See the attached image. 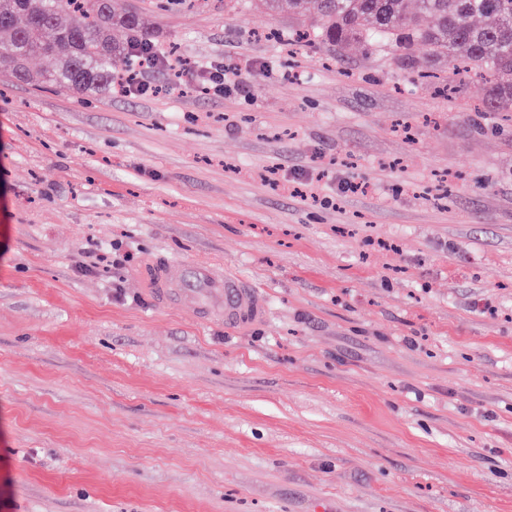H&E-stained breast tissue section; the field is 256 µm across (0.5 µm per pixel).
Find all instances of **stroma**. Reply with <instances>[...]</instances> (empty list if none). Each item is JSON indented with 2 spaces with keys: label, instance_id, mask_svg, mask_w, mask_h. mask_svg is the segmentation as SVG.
Listing matches in <instances>:
<instances>
[{
  "label": "stroma",
  "instance_id": "35a3bbf8",
  "mask_svg": "<svg viewBox=\"0 0 512 512\" xmlns=\"http://www.w3.org/2000/svg\"><path fill=\"white\" fill-rule=\"evenodd\" d=\"M120 3L236 90L0 70V512H512V114L289 54L285 9ZM160 259L263 320L159 303ZM149 284L161 304L184 299L196 317H223L227 327H241L265 314L255 288L246 280L217 277L202 264L159 261L152 267Z\"/></svg>",
  "mask_w": 512,
  "mask_h": 512
}]
</instances>
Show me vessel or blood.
Listing matches in <instances>:
<instances>
[{
    "mask_svg": "<svg viewBox=\"0 0 512 512\" xmlns=\"http://www.w3.org/2000/svg\"><path fill=\"white\" fill-rule=\"evenodd\" d=\"M149 284L160 303L187 301L196 317L220 318L228 327L252 323L265 314L255 288L246 280L233 275L215 276L202 264L157 262Z\"/></svg>",
    "mask_w": 512,
    "mask_h": 512,
    "instance_id": "1",
    "label": "vessel or blood"
}]
</instances>
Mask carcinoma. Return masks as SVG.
<instances>
[{
	"instance_id": "carcinoma-1",
	"label": "carcinoma",
	"mask_w": 512,
	"mask_h": 512,
	"mask_svg": "<svg viewBox=\"0 0 512 512\" xmlns=\"http://www.w3.org/2000/svg\"><path fill=\"white\" fill-rule=\"evenodd\" d=\"M288 8L310 17L303 47L360 44L408 66L421 46L448 73L484 80L487 110L512 112V0H288ZM143 43L151 39L138 14L117 0H0V68L36 87L101 96L118 76L112 63L131 69ZM37 56L54 66L32 71Z\"/></svg>"
}]
</instances>
